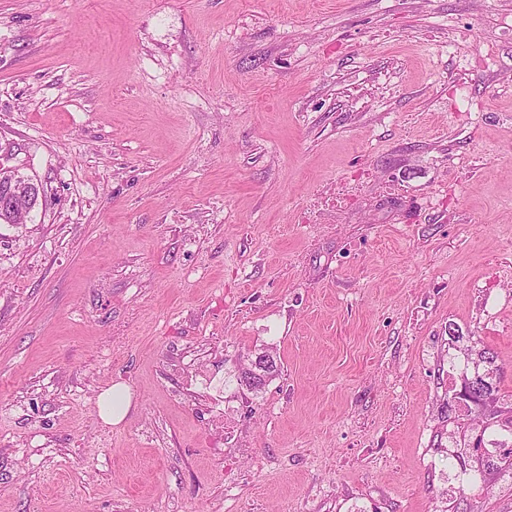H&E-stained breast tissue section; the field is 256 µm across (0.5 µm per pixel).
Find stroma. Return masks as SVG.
Instances as JSON below:
<instances>
[{
  "label": "stroma",
  "mask_w": 512,
  "mask_h": 512,
  "mask_svg": "<svg viewBox=\"0 0 512 512\" xmlns=\"http://www.w3.org/2000/svg\"><path fill=\"white\" fill-rule=\"evenodd\" d=\"M0 166V512H512V0H0ZM0 211L6 214L9 224H15V220L21 218L20 223L33 222V211L36 206L30 208V204H38L43 196L44 189L41 183L33 178L19 173L18 170H6L0 168ZM30 209L32 211L30 212ZM30 212V218H29ZM3 223L8 224L5 220ZM481 357L483 358V363L488 364V369L485 372H479V366H474V372L469 377L467 371L462 372V388L470 389L468 392L467 400L465 401L466 405L470 402L477 409H480L484 412H489V415H493V418H497L499 414L502 412V406H499L498 403L500 401L499 388L497 379L500 378L501 367L496 364L497 356L494 355L493 352L486 351L483 349L479 352ZM492 373L494 376L489 377L487 373ZM479 375L480 378L474 385L470 386V381L475 378V375ZM112 399V404L110 400ZM100 405L103 406L101 418L110 424L118 425L123 421L131 407V398L121 385H114L100 395ZM507 448H503L499 456L491 461L486 459V457H482L480 460V467L478 468V474L483 476L482 484H486V474L488 470H495L499 473L503 474H512V443L508 446H504Z\"/></svg>",
  "instance_id": "35a3bbf8"
}]
</instances>
